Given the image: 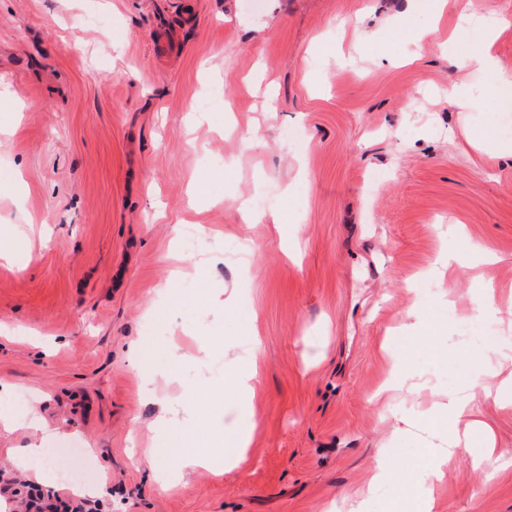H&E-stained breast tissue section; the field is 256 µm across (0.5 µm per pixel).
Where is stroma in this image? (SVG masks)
I'll list each match as a JSON object with an SVG mask.
<instances>
[{
	"instance_id": "stroma-1",
	"label": "stroma",
	"mask_w": 512,
	"mask_h": 512,
	"mask_svg": "<svg viewBox=\"0 0 512 512\" xmlns=\"http://www.w3.org/2000/svg\"><path fill=\"white\" fill-rule=\"evenodd\" d=\"M436 2L0 0V415L19 421L0 426L1 472L34 484L18 455L40 439L82 460L96 512H512V402L476 394L467 447L414 477L452 430L441 395L512 354V167L469 144L512 102L461 64L479 24ZM260 197L244 223L239 200ZM484 247L494 263L433 274ZM485 285L500 313L477 343L456 323ZM395 364L415 392H382ZM238 372L258 427L228 471L240 404L212 393ZM188 393L191 419L161 420ZM185 445L206 467L180 470ZM487 447L500 465L473 481Z\"/></svg>"
}]
</instances>
